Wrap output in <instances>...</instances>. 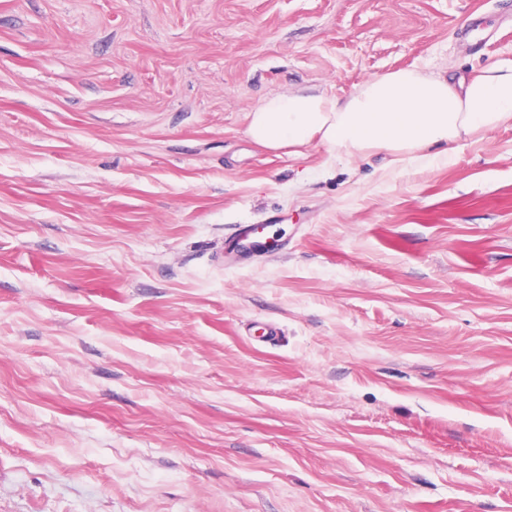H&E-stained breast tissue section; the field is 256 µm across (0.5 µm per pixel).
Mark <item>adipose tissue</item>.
<instances>
[{
    "label": "adipose tissue",
    "mask_w": 512,
    "mask_h": 512,
    "mask_svg": "<svg viewBox=\"0 0 512 512\" xmlns=\"http://www.w3.org/2000/svg\"><path fill=\"white\" fill-rule=\"evenodd\" d=\"M510 122L512 62L490 65L458 87L411 68L371 76L342 100L287 92L262 101L246 133L274 153L317 144L349 164L381 152L395 169L449 162L453 144Z\"/></svg>",
    "instance_id": "adipose-tissue-1"
}]
</instances>
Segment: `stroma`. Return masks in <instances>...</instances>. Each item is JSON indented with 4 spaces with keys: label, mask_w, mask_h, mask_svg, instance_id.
Wrapping results in <instances>:
<instances>
[{
    "label": "stroma",
    "mask_w": 512,
    "mask_h": 512,
    "mask_svg": "<svg viewBox=\"0 0 512 512\" xmlns=\"http://www.w3.org/2000/svg\"><path fill=\"white\" fill-rule=\"evenodd\" d=\"M508 60L512 0H0V512H512V125L246 134ZM459 87L411 68L373 75L343 100L287 92L262 101L246 133L277 155L317 144L348 165L376 152L393 169L447 163L451 145L512 123V62L492 64Z\"/></svg>",
    "instance_id": "obj_1"
}]
</instances>
